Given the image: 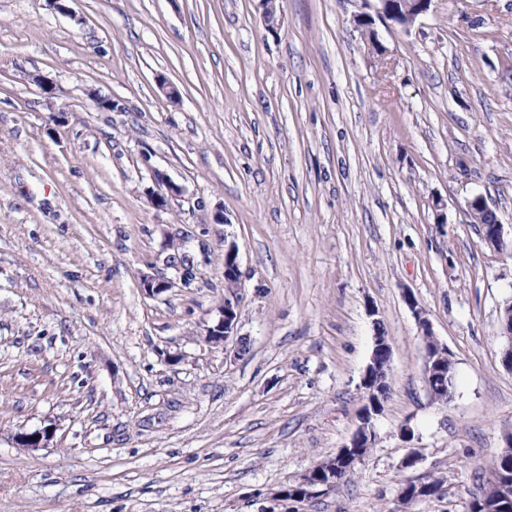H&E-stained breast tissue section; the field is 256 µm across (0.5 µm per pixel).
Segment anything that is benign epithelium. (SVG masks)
Listing matches in <instances>:
<instances>
[{
    "label": "benign epithelium",
    "instance_id": "benign-epithelium-1",
    "mask_svg": "<svg viewBox=\"0 0 512 512\" xmlns=\"http://www.w3.org/2000/svg\"><path fill=\"white\" fill-rule=\"evenodd\" d=\"M432 0H374L376 16L392 22L402 28L411 27L415 21L426 14ZM468 210L472 214L478 212L490 217L488 223L482 225L483 236L493 251L500 253L507 247L504 225L500 223L496 214L487 206L481 196H475L468 202ZM239 249L235 242H224V299L218 307V318L212 325L202 328L200 336L202 342L211 347L231 348L233 357H244L249 352L247 340L237 335V324L242 306L241 270L238 260ZM407 304L412 310L423 335H432L431 322L426 311L412 297H407ZM501 317L507 325L502 327V335L507 339V346L503 351L502 362L512 368V298L504 300L501 307ZM425 376L429 392L433 400L447 402L452 398V392L448 390V383L437 382L438 369L442 367L441 360L454 362L453 354L448 346L436 341L424 345ZM392 368L391 349L387 338L374 333V345L368 367ZM373 402L368 409L361 413L358 425L347 444L337 452L336 457L348 456V453L357 448H370L376 439L375 421L382 412L381 402ZM54 428L45 427L34 432H18L13 440L17 446L36 450L46 447L53 439ZM337 472L328 475L312 467L294 482L296 494L290 500L289 512H299V507L323 496L336 488Z\"/></svg>",
    "mask_w": 512,
    "mask_h": 512
}]
</instances>
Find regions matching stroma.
Returning <instances> with one entry per match:
<instances>
[{
    "mask_svg": "<svg viewBox=\"0 0 512 512\" xmlns=\"http://www.w3.org/2000/svg\"><path fill=\"white\" fill-rule=\"evenodd\" d=\"M281 6L271 32L258 0H0V512H272L355 430L378 323L375 445L306 512H394L430 475L408 512H466L486 483L512 431V250L467 203L512 227V0H433L373 42L362 0ZM228 235L240 359L199 338ZM410 295L454 356L448 403ZM468 210L470 214H487L491 219L487 224H482L483 236L487 244H489L495 253L503 252L507 247V239L504 233V224H501L496 214L487 206L483 197H473L468 202ZM375 325L376 326L374 328L375 333L373 350L370 356V362L367 365L365 373L362 378V385L371 367H374L376 369L378 365H385V367L388 368L389 370H391L392 368L390 345L387 341V338L385 336L380 335V333L378 332L377 327H380L381 325L379 323ZM424 344L425 376L431 397L437 402L450 401L453 393V375L449 377V382L452 385L451 391L448 390V377L446 382L438 383L436 375L439 373L438 369L442 367L440 363L442 359H448V365L454 362L453 354L447 345L439 342L436 338L434 343L429 344L426 341ZM443 391L446 392V395H440ZM53 436L54 428L44 427L34 432H18L14 435L13 440L21 448L36 450L45 448L53 439Z\"/></svg>",
    "mask_w": 512,
    "mask_h": 512,
    "instance_id": "1",
    "label": "stroma"
}]
</instances>
